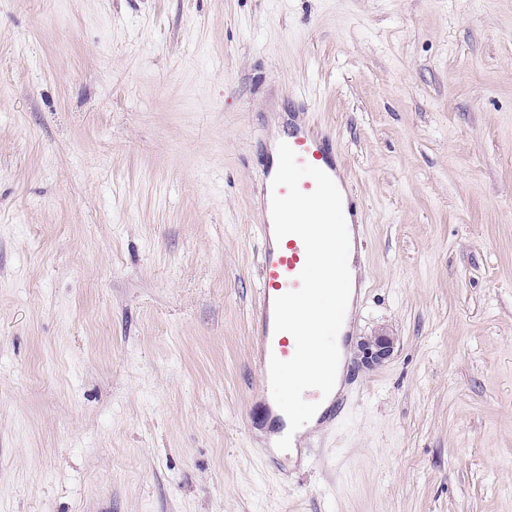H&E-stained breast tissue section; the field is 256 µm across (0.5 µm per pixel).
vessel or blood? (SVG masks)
Listing matches in <instances>:
<instances>
[{"label": "vessel or blood", "mask_w": 512, "mask_h": 512, "mask_svg": "<svg viewBox=\"0 0 512 512\" xmlns=\"http://www.w3.org/2000/svg\"><path fill=\"white\" fill-rule=\"evenodd\" d=\"M286 142L295 151L299 163L320 168L333 179L342 195L343 213L350 220L354 249L362 251L363 210L342 171L341 150L335 137L295 112L288 116ZM275 174L274 167L265 169L259 206L260 261L254 346L257 374L264 381L269 378L271 357L287 360L295 353L294 337L274 329V301L278 296L299 288L298 276L306 260L304 244L298 236L288 235L281 239L274 236L271 196Z\"/></svg>", "instance_id": "obj_1"}]
</instances>
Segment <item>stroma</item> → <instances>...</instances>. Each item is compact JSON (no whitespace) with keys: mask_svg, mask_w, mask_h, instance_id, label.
I'll use <instances>...</instances> for the list:
<instances>
[{"mask_svg":"<svg viewBox=\"0 0 512 512\" xmlns=\"http://www.w3.org/2000/svg\"><path fill=\"white\" fill-rule=\"evenodd\" d=\"M301 100L369 282L310 461L250 334ZM0 512H512V0H0ZM286 137L275 131L272 152L277 159L281 143ZM297 155L300 164L312 165L326 172L335 182L342 195L343 213L353 232L352 242L356 259L363 249V210L360 201L349 188L348 180L342 171L341 150L336 138L310 124L300 113L288 114V136L284 141ZM356 261V262H357ZM396 338L388 331L381 330L367 336L360 343L362 361L366 365H376L389 359L395 348Z\"/></svg>","mask_w":512,"mask_h":512,"instance_id":"35a3bbf8","label":"stroma"}]
</instances>
